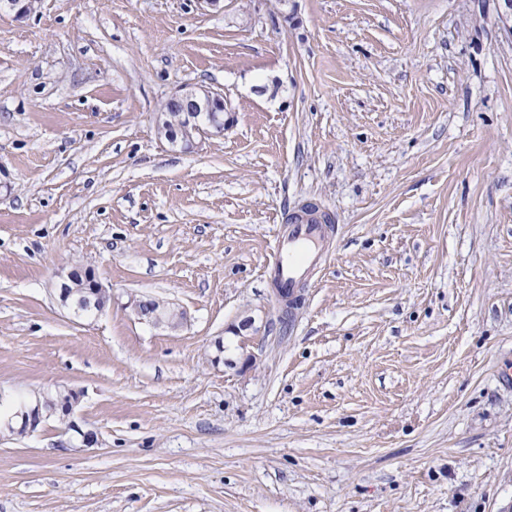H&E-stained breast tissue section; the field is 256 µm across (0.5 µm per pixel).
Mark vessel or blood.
I'll use <instances>...</instances> for the list:
<instances>
[{"label":"vessel or blood","instance_id":"b4317fda","mask_svg":"<svg viewBox=\"0 0 512 512\" xmlns=\"http://www.w3.org/2000/svg\"><path fill=\"white\" fill-rule=\"evenodd\" d=\"M324 227L310 217L289 224L277 243L276 280L279 288L292 294L325 258Z\"/></svg>","mask_w":512,"mask_h":512}]
</instances>
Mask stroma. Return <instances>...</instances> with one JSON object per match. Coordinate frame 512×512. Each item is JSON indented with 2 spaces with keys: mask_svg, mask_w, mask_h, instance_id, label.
I'll return each mask as SVG.
<instances>
[{
  "mask_svg": "<svg viewBox=\"0 0 512 512\" xmlns=\"http://www.w3.org/2000/svg\"><path fill=\"white\" fill-rule=\"evenodd\" d=\"M500 7L0 11V393L79 398L78 430L0 433V512H512ZM189 84L232 120L195 150L156 124ZM309 202L330 258L285 321L276 238ZM77 266L101 313L59 301ZM70 282H79L82 281L87 285L89 291L96 298L97 307L101 310L105 307L107 302V294L106 290L102 283L96 279L95 276L92 275L90 271H81L78 269H72L66 277L62 278V282L60 284L59 297L61 298L63 303H66L67 296L64 288H66L67 294L69 295L68 300L71 298L75 300L77 304V312L83 315L93 314L98 310V308L94 305L92 298L87 292V288H67L66 281ZM91 298L89 302L85 299ZM80 301V303H79Z\"/></svg>",
  "mask_w": 512,
  "mask_h": 512,
  "instance_id": "obj_1",
  "label": "stroma"
}]
</instances>
